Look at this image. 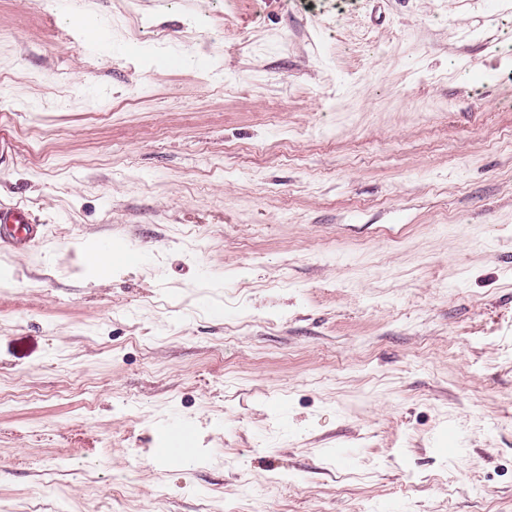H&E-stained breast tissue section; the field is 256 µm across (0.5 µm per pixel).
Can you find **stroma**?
I'll return each mask as SVG.
<instances>
[{"label": "stroma", "instance_id": "1", "mask_svg": "<svg viewBox=\"0 0 512 512\" xmlns=\"http://www.w3.org/2000/svg\"><path fill=\"white\" fill-rule=\"evenodd\" d=\"M80 4L0 0V512H512V0ZM42 235L40 224H31L28 210L18 205H0V246L25 250ZM193 441V425L179 422L171 426L162 441V446L154 448V454L163 458H181L189 453Z\"/></svg>", "mask_w": 512, "mask_h": 512}]
</instances>
